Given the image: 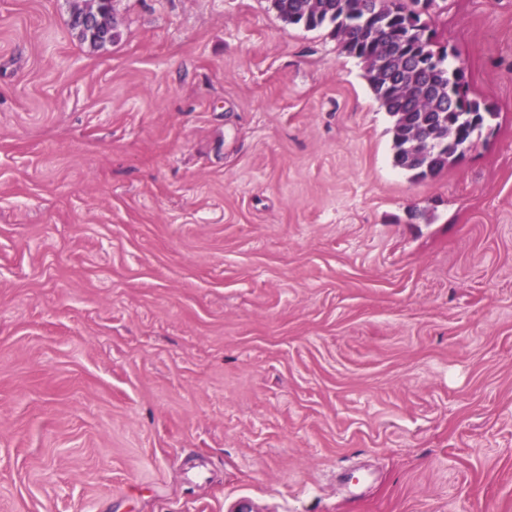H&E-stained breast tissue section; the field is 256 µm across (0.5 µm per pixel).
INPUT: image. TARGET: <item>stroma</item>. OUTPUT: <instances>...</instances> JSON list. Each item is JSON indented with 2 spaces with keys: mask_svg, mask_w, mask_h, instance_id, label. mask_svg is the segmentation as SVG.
Returning a JSON list of instances; mask_svg holds the SVG:
<instances>
[{
  "mask_svg": "<svg viewBox=\"0 0 512 512\" xmlns=\"http://www.w3.org/2000/svg\"><path fill=\"white\" fill-rule=\"evenodd\" d=\"M0 0V512H512V0L423 179L271 0ZM76 14L78 13L74 10L71 26L76 31L78 39L94 48L104 47L99 43V36L105 38V40L108 39L109 27L104 26L105 19H111L113 26L112 0H89L87 6L84 7L79 15L81 26L97 34L81 30L77 27V22L73 19Z\"/></svg>",
  "mask_w": 512,
  "mask_h": 512,
  "instance_id": "1",
  "label": "stroma"
}]
</instances>
